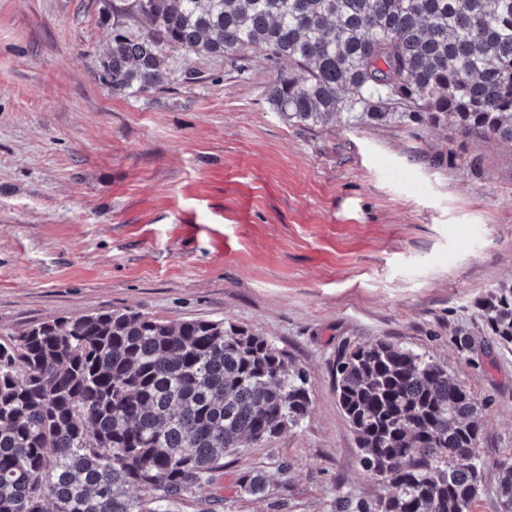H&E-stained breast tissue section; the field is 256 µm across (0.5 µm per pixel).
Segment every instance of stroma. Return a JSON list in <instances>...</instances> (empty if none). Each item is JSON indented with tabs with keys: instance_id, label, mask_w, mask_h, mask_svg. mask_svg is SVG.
<instances>
[{
	"instance_id": "stroma-1",
	"label": "stroma",
	"mask_w": 512,
	"mask_h": 512,
	"mask_svg": "<svg viewBox=\"0 0 512 512\" xmlns=\"http://www.w3.org/2000/svg\"><path fill=\"white\" fill-rule=\"evenodd\" d=\"M100 0H0V330L129 308L224 319L309 373L305 419L225 457L179 512H337L373 500L335 393L345 349L388 339L484 399L483 492L512 459V351L474 303L512 281V143L394 120L301 125L273 112L264 52L182 59L166 89L121 96L98 60ZM287 473H280V464ZM263 474L267 491L242 494Z\"/></svg>"
}]
</instances>
